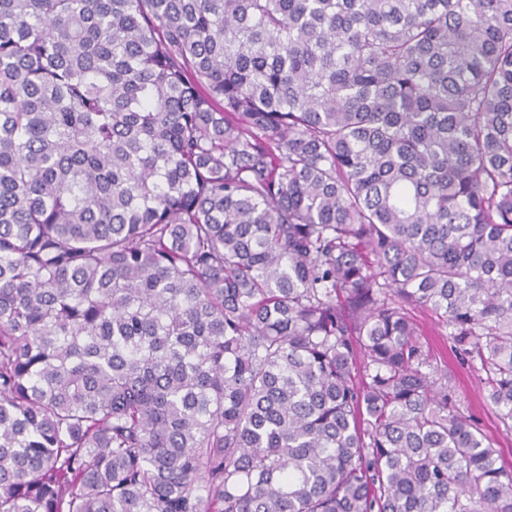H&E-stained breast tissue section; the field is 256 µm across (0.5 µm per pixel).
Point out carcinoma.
I'll list each match as a JSON object with an SVG mask.
<instances>
[{
    "label": "carcinoma",
    "mask_w": 512,
    "mask_h": 512,
    "mask_svg": "<svg viewBox=\"0 0 512 512\" xmlns=\"http://www.w3.org/2000/svg\"><path fill=\"white\" fill-rule=\"evenodd\" d=\"M419 308L511 432L512 0H0V512H512Z\"/></svg>",
    "instance_id": "obj_1"
}]
</instances>
